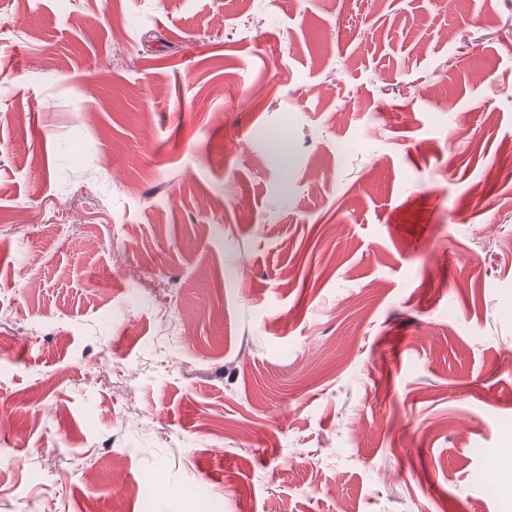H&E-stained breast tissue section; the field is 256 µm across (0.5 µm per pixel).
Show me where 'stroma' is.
Returning a JSON list of instances; mask_svg holds the SVG:
<instances>
[{
	"mask_svg": "<svg viewBox=\"0 0 512 512\" xmlns=\"http://www.w3.org/2000/svg\"><path fill=\"white\" fill-rule=\"evenodd\" d=\"M0 512H512V0H0Z\"/></svg>",
	"mask_w": 512,
	"mask_h": 512,
	"instance_id": "1",
	"label": "stroma"
}]
</instances>
